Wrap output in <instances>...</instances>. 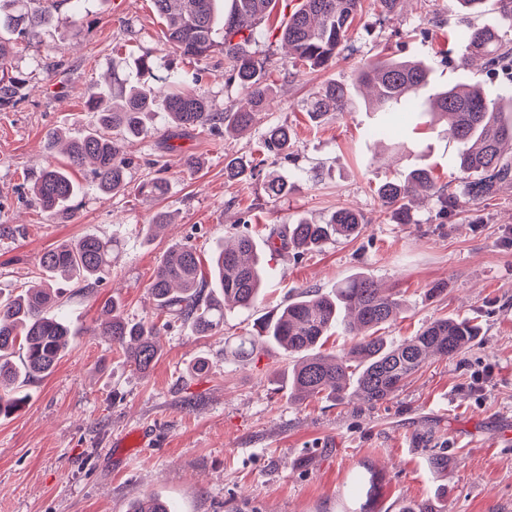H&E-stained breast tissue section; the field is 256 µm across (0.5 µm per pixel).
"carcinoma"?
Returning a JSON list of instances; mask_svg holds the SVG:
<instances>
[{
  "label": "carcinoma",
  "instance_id": "1",
  "mask_svg": "<svg viewBox=\"0 0 512 512\" xmlns=\"http://www.w3.org/2000/svg\"><path fill=\"white\" fill-rule=\"evenodd\" d=\"M365 0H302L288 19L279 38L295 67L326 69L336 64L340 48L349 38L363 11ZM166 26L167 42L183 61L199 62L217 45L224 49L230 78L246 92L250 109L214 112L207 98L188 89L183 69L162 60L153 52L144 53L139 69L148 74L163 70L160 90L146 82H133L112 71V81L89 99L96 109L97 125L64 148L68 158L62 167H47L38 176L32 194L40 209L50 216H71L79 187L70 170L93 165L96 185L105 194L126 190L129 161L123 140L139 136L145 118L154 111L156 93L164 95L168 121L176 128L214 129L220 125L233 134L245 130L266 111L273 96L270 71L262 66L246 45L254 28L273 5V0H231L229 13L217 12V0H152ZM68 8L79 22L85 21L84 0H0V109L16 104L15 94L24 82L13 61L22 44L51 28L60 8ZM495 25H467L448 32V41L464 48L459 66L466 71L477 59L494 73L512 70V0H493ZM224 42L216 41L217 31ZM428 84V68L421 60L387 57L370 61L355 74V83L335 80L315 87L308 117L319 123L329 113L350 112L357 106L380 114L372 135L386 138L392 131L394 114L415 112L422 104ZM512 103V94L488 99L481 88L462 78L431 98V111L447 121L448 137L459 145L455 165L466 179V194L490 198L499 187L512 182V162L505 148L512 147V115L507 117L502 100ZM264 149L272 154H288L291 135L284 126H273L264 134ZM166 182L153 179L139 187L146 198L165 194ZM428 193L446 209L458 207L457 194L441 184L427 167L410 170L400 179L386 180L377 189L381 208L398 224L412 223V200ZM365 228L364 217L350 207L334 212L326 224L301 221L271 231L269 247L290 248L299 253L322 248L332 237L350 239ZM114 241L86 235L43 253L36 277L40 284L0 298V416L20 407L26 396L23 384L49 375L69 350L70 330L56 314L58 293L51 282L61 276L77 282L98 280L112 267ZM265 275L252 238L241 234L232 242L217 244L210 257V277L201 269L197 248L173 245L160 259L149 292L158 314L192 324L197 334L209 336L224 327L227 308L252 311L264 290ZM210 293H205L208 285ZM402 301L384 293L373 278L358 276L324 295L304 289L288 304L256 318L251 333L239 337L236 352L252 354L265 341L284 349L294 359L288 376L294 398L323 397L343 401L354 396L369 405L393 396L417 374L432 356L453 358L470 348L479 335L478 325L466 318H438L413 337L392 344L380 334L400 314ZM99 335L117 345L126 362L146 373L160 358L154 341L156 325L132 323L124 318L117 301L104 307ZM354 333L350 347L340 354L318 351L329 333L340 326ZM131 512H172L170 505L148 496L132 505Z\"/></svg>",
  "mask_w": 512,
  "mask_h": 512
}]
</instances>
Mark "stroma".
Masks as SVG:
<instances>
[{
    "instance_id": "obj_1",
    "label": "stroma",
    "mask_w": 512,
    "mask_h": 512,
    "mask_svg": "<svg viewBox=\"0 0 512 512\" xmlns=\"http://www.w3.org/2000/svg\"><path fill=\"white\" fill-rule=\"evenodd\" d=\"M301 0H276L248 49L275 71L274 99L245 133L180 130L164 110L128 138L124 193L106 195L90 167L72 169L81 188L74 217H46L33 201L39 172L65 163L49 149L53 131L78 137L94 127L85 101L111 70L135 78L143 51L170 54L166 27L151 0H87V24L68 9L32 41L15 65L26 79L14 107L0 110V293L31 281L41 255L65 241L94 234L116 240L109 274L81 286L59 282V313L71 348L55 370L25 386L27 399L0 416V512H128L146 496L165 499L173 512H356L365 500L361 480L381 478L374 512H399L428 500L439 512H512V184L492 198L463 196L454 167L456 145L443 122L425 112L400 114L395 136L370 135L377 113L359 107L315 124L305 109L317 85L351 81L364 62L383 55L415 58L430 69L427 93L458 82L461 48L439 50L463 16L450 0H405L384 18L366 0L336 65L295 70L275 27ZM186 82L213 111L244 108L246 96L230 81L222 49L188 67ZM292 132L289 156L268 157L262 173L228 180L224 162L251 160L268 127ZM198 158V168L182 164ZM433 168L461 192L459 206L442 213L437 199L420 200L413 221L383 212L377 188L409 168ZM288 182L287 195L268 194L269 176ZM161 178L165 195L147 200L143 181ZM358 210L367 225L353 239L318 251L273 252L270 228L304 220L327 222L340 207ZM159 212L172 222L149 229ZM250 234L269 275V292L254 311L228 313L224 328L197 335L189 324L159 318L148 292L162 255L176 243L211 248ZM364 274L398 292L404 311L383 334L400 342L442 316L474 320L480 333L454 359L430 361L390 399L375 406L289 397L287 353L273 344L236 357V337L256 316L313 287L335 292ZM442 282L444 296L428 297ZM118 299L132 322H155L161 356L146 374L121 349L95 332L106 302ZM206 370L195 372L197 360ZM486 378L475 389L476 374ZM152 432L146 448H120L133 430ZM445 450L448 467L429 459Z\"/></svg>"
}]
</instances>
